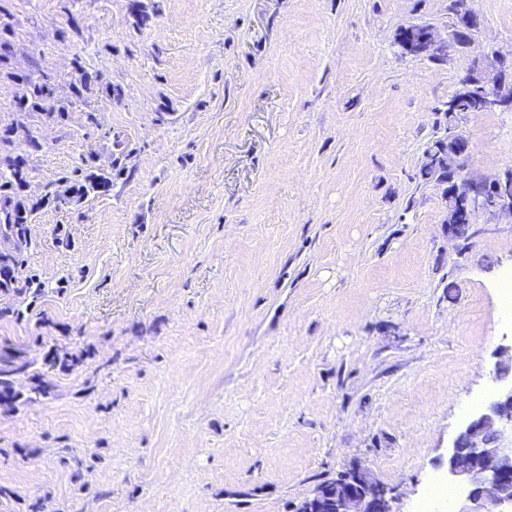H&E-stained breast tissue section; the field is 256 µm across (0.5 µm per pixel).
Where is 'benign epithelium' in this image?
<instances>
[{"mask_svg":"<svg viewBox=\"0 0 512 512\" xmlns=\"http://www.w3.org/2000/svg\"><path fill=\"white\" fill-rule=\"evenodd\" d=\"M394 43L404 55L430 59L448 55L462 47L449 32L441 36L430 24H413L400 30ZM481 93L478 107L483 112H512V58L493 50L483 56L461 79L454 98ZM452 129L461 166L458 178L471 216L489 213L512 220V169L474 177L467 172L470 141ZM512 433V384L505 385L485 411L475 416L458 433L448 451V473L461 480L469 506L457 512H512V444H504ZM392 490L372 482L356 470L353 478L329 493L316 491L299 512H392Z\"/></svg>","mask_w":512,"mask_h":512,"instance_id":"obj_1","label":"benign epithelium"}]
</instances>
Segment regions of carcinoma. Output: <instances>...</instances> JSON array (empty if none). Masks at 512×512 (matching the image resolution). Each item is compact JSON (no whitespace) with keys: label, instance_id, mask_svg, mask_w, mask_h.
<instances>
[{"label":"carcinoma","instance_id":"carcinoma-1","mask_svg":"<svg viewBox=\"0 0 512 512\" xmlns=\"http://www.w3.org/2000/svg\"><path fill=\"white\" fill-rule=\"evenodd\" d=\"M11 30L0 27V79L6 78L16 83V111L29 117L41 116L49 122L64 126L69 120L68 106L54 101V89L51 76L43 72L34 80L18 75L7 67L11 42ZM75 70L79 73L73 86L74 96L81 100L87 95L104 93L107 96L121 97V90L101 82L99 76L92 75L80 57L74 58ZM448 113H441L439 125L444 133L429 140L425 152L436 161L432 168L421 167L415 179L428 183L434 179L441 182L456 174L457 159L449 147ZM19 125L12 123L0 127V297H21L27 294L37 295L43 284L36 275L27 273L25 252L31 248L28 236V224L32 223L38 212L48 205L61 207L65 204H80L88 199L107 196L112 191L113 179L124 174L122 160L128 157L123 143L115 140L117 152L102 158L89 155L82 163L58 179L67 185L70 198L61 200L55 194L56 185H49L45 193L33 198L26 193L30 179L29 157L14 153V139ZM49 362L60 369L74 366L75 359L68 352L56 347L48 352ZM25 377L33 381L29 389L28 400H35L51 394L52 387L46 383L40 373L30 370V363L17 347L0 348V403L14 405L23 396L16 388L18 379Z\"/></svg>","mask_w":512,"mask_h":512}]
</instances>
